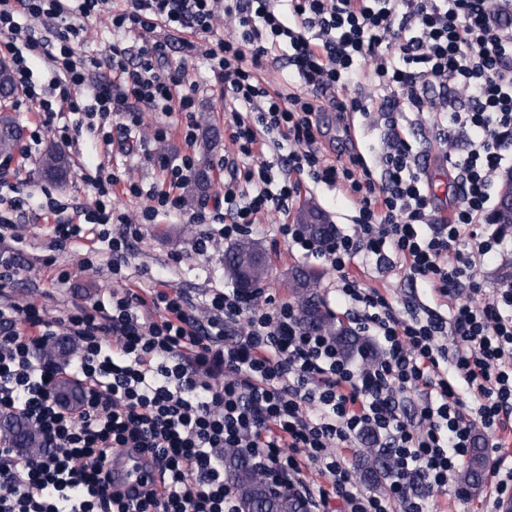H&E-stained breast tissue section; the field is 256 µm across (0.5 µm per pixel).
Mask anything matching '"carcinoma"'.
Listing matches in <instances>:
<instances>
[{
	"label": "carcinoma",
	"instance_id": "obj_1",
	"mask_svg": "<svg viewBox=\"0 0 512 512\" xmlns=\"http://www.w3.org/2000/svg\"><path fill=\"white\" fill-rule=\"evenodd\" d=\"M16 90L10 68L0 63V103L12 99ZM21 138L22 127L7 108L0 106V156L13 157ZM218 139L219 133L216 129L208 125L202 128V161L190 185L192 197L206 194L211 187L208 155ZM69 168V156L55 146L49 147L39 161L41 174L57 181L66 178ZM299 221L306 233L320 241H327L336 234L334 225L328 223L323 213L314 206L302 210ZM259 252V243L251 238L240 240L224 251V270L233 283H238L240 267ZM320 277L321 274L312 269L295 268L292 271L293 288L301 297L304 323L332 336L345 355L352 357L360 354L367 348L364 337L336 320L316 298L314 288L317 287ZM56 392L68 407L77 406L83 398L81 387L66 377L59 380ZM363 439L368 445V454L363 463L362 477L369 483H377L389 475L392 461L384 454L379 437L365 434ZM0 444L17 448L29 456L43 451L38 430L15 414H0ZM488 466L489 458L484 446L475 443L460 474L461 488L469 494L478 493ZM224 471L232 479L242 506L248 507L249 512H304L299 499L286 491L278 490L268 481L266 475L253 469L232 449L224 450Z\"/></svg>",
	"mask_w": 512,
	"mask_h": 512
}]
</instances>
